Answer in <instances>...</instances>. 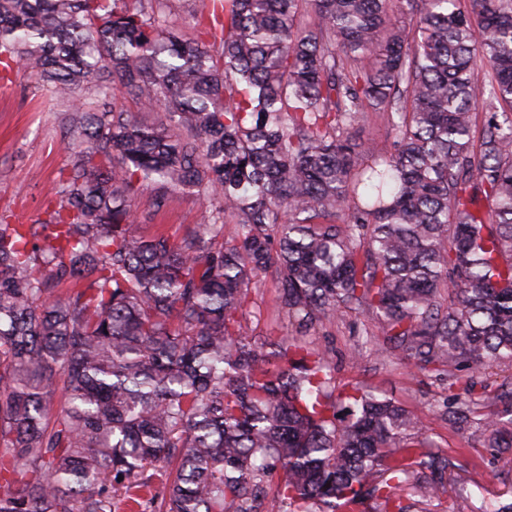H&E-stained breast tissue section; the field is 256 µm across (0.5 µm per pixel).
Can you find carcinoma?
I'll use <instances>...</instances> for the list:
<instances>
[{
    "label": "carcinoma",
    "mask_w": 512,
    "mask_h": 512,
    "mask_svg": "<svg viewBox=\"0 0 512 512\" xmlns=\"http://www.w3.org/2000/svg\"><path fill=\"white\" fill-rule=\"evenodd\" d=\"M170 2L0 0V80L30 70L75 139L46 219L0 216V512H257L271 484L282 512H408L448 459L336 391L310 332L367 310L375 352L466 396L512 367V0H200L195 37ZM143 190L202 223L138 234ZM269 271L288 329L261 339ZM482 402L512 448V389ZM358 134L372 150L381 153L394 152V134L381 114L369 113L359 126ZM260 281L256 288H252L251 295L254 304L248 309L247 319L252 322L255 328L256 336L262 338L275 320H281L286 325L287 321L283 319L278 310L277 288L271 276H260Z\"/></svg>",
    "instance_id": "obj_1"
}]
</instances>
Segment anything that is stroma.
<instances>
[{
    "label": "stroma",
    "instance_id": "stroma-1",
    "mask_svg": "<svg viewBox=\"0 0 512 512\" xmlns=\"http://www.w3.org/2000/svg\"><path fill=\"white\" fill-rule=\"evenodd\" d=\"M68 140L62 105L29 72H15L10 85L0 87V215L28 224L44 218L55 204L49 190L72 160L65 148ZM204 210L202 197L175 194L139 231L150 233L158 224L184 230L200 223ZM251 295L247 318L262 337L280 317L272 276L261 277ZM373 325L371 314L349 310L317 329L314 342L332 357L338 387L361 385L388 392L419 417L436 452L448 457L438 498L425 504L410 501V512H501L512 504V453L488 447L481 418L459 422L444 417L449 395L445 382L403 357L366 348V332ZM358 345L364 352L356 360L352 351Z\"/></svg>",
    "mask_w": 512,
    "mask_h": 512
}]
</instances>
